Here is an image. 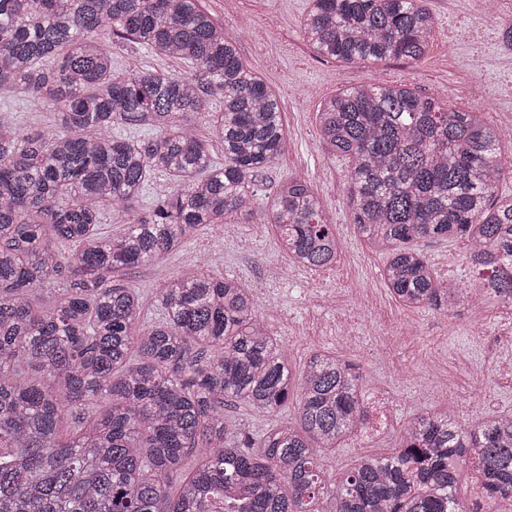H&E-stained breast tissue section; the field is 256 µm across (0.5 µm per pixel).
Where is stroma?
Instances as JSON below:
<instances>
[{
	"mask_svg": "<svg viewBox=\"0 0 512 512\" xmlns=\"http://www.w3.org/2000/svg\"><path fill=\"white\" fill-rule=\"evenodd\" d=\"M201 2L279 100L287 144L280 160L259 176L261 201L271 200L284 180L311 182L345 249L331 269L300 270L279 252L264 224L232 223L220 234L193 235L179 252L135 268L126 284L154 306L166 280L207 254L216 274L256 287L257 312L281 339L293 367L316 349L335 351L359 366L367 401L384 400L390 422L326 455L325 467L336 473L358 456L389 452L404 423L428 407H457L465 425L487 413L512 412V378L493 372L494 363L512 356V320L491 305L484 328L476 331L470 308L445 315L407 310L391 298L380 276L384 254L370 250L354 231L346 201L348 163L323 143L316 121L321 104L340 90L391 80L429 94L449 89L458 107L485 110L495 123L512 120V52L498 35L512 18V0H499L492 17L482 14L479 0H428L435 28L416 67L321 59L300 29L310 0ZM423 249L440 276L470 280L465 242H428ZM345 321L357 343L344 341Z\"/></svg>",
	"mask_w": 512,
	"mask_h": 512,
	"instance_id": "obj_1",
	"label": "stroma"
}]
</instances>
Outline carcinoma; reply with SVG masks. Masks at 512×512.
<instances>
[{
    "label": "carcinoma",
    "instance_id": "1",
    "mask_svg": "<svg viewBox=\"0 0 512 512\" xmlns=\"http://www.w3.org/2000/svg\"><path fill=\"white\" fill-rule=\"evenodd\" d=\"M427 3L312 0L303 38L327 59L418 66ZM106 42L187 70L117 68ZM19 97L55 121L21 128L0 114V512H474L458 496L462 468L480 512L512 502V413L464 428L419 412L396 448L337 476L324 456L369 425L348 361L318 352L294 373L253 289L204 263L158 288L144 317L124 276L200 230L251 222L257 178L286 147L277 96L200 0H0V104ZM318 116L324 143L351 161L355 229L387 253L382 278L401 306L512 307V196L497 187L512 135L402 83L347 88ZM159 173L173 188L140 208ZM111 208L124 228L108 236ZM269 224L294 266L336 264L343 243L307 182L281 183ZM437 240L467 242L491 287L439 279L419 246ZM37 291L46 306L30 303ZM292 397L293 416L258 433L224 415L238 403L277 416Z\"/></svg>",
    "mask_w": 512,
    "mask_h": 512
}]
</instances>
